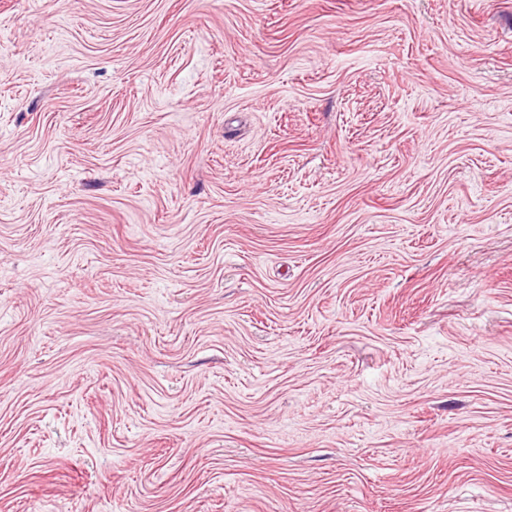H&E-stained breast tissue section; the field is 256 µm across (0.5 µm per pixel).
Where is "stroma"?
I'll list each match as a JSON object with an SVG mask.
<instances>
[{
	"label": "stroma",
	"instance_id": "obj_1",
	"mask_svg": "<svg viewBox=\"0 0 512 512\" xmlns=\"http://www.w3.org/2000/svg\"><path fill=\"white\" fill-rule=\"evenodd\" d=\"M0 512H512V0H0Z\"/></svg>",
	"mask_w": 512,
	"mask_h": 512
}]
</instances>
